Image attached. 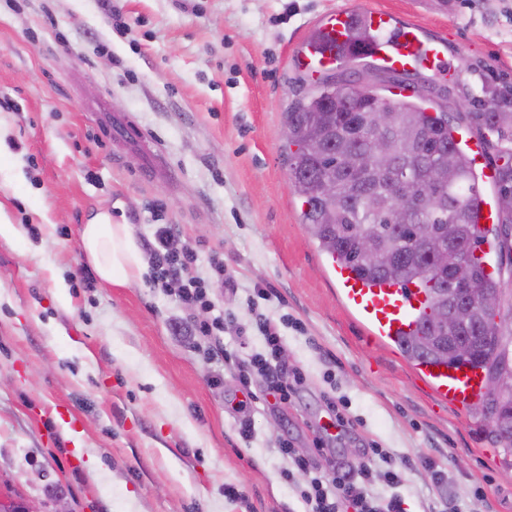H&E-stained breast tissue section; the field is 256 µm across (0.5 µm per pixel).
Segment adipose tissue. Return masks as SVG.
<instances>
[{"instance_id":"ef3b65f1","label":"adipose tissue","mask_w":512,"mask_h":512,"mask_svg":"<svg viewBox=\"0 0 512 512\" xmlns=\"http://www.w3.org/2000/svg\"><path fill=\"white\" fill-rule=\"evenodd\" d=\"M82 246L86 260L102 283L122 286L141 267V251L127 225L113 222L110 213H98L84 225Z\"/></svg>"}]
</instances>
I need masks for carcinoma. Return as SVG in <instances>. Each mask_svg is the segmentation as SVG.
Wrapping results in <instances>:
<instances>
[{"label":"carcinoma","mask_w":512,"mask_h":512,"mask_svg":"<svg viewBox=\"0 0 512 512\" xmlns=\"http://www.w3.org/2000/svg\"><path fill=\"white\" fill-rule=\"evenodd\" d=\"M341 89L336 76L328 74L285 112L288 146L296 147L288 151L286 161L295 191L303 198L302 223L322 250L360 276L374 282L419 283L436 289L422 326L401 347L409 359L470 365L486 375L500 370L512 374V352L494 315L472 314L464 324H448L445 332L434 327L435 311L444 301L441 289L448 287V274L435 278L432 255L438 249L448 251V266H467L472 287L485 294L503 293L501 281L487 278L474 257L488 242V230L478 222V174L455 137L456 127L448 121V105L427 108L409 96L386 98L374 87L359 88L352 83L351 93L342 95ZM366 105L389 108L396 125L378 129L368 113L358 111ZM482 107L483 111L467 116L478 130L495 134L504 143L494 186L496 200L512 199V87H486ZM407 130L428 133L415 155H407L401 148ZM379 136L390 139L395 151L376 161L370 149ZM397 170L406 171L417 184L441 171L446 175V181L433 188L435 200L420 201L404 223L398 222L394 211L392 174ZM331 174L336 178L334 207L320 192L323 179ZM448 225L453 230L451 237L427 233L430 227ZM368 236L385 240L386 261L361 252L360 239ZM445 334L468 337L474 350L461 351L444 344L441 336ZM484 418L495 442L512 448V428L495 423L490 415Z\"/></svg>","instance_id":"1"}]
</instances>
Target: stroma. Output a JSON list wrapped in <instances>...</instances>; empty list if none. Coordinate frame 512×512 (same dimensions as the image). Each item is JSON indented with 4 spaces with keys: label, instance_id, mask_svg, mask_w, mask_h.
Segmentation results:
<instances>
[{
    "label": "stroma",
    "instance_id": "obj_1",
    "mask_svg": "<svg viewBox=\"0 0 512 512\" xmlns=\"http://www.w3.org/2000/svg\"><path fill=\"white\" fill-rule=\"evenodd\" d=\"M348 8L445 42L450 77H404L432 102L512 85V0H0V221L20 230L0 236V491L41 512H302L280 442L349 469L376 443L435 464L407 473V512L429 496L438 512H512V451L396 345L370 339L301 222L282 128L311 81L294 59L316 20ZM127 117L162 174L115 132ZM101 210L141 245L179 225L200 271L219 257L236 292L186 311L148 262L127 286H85L81 230ZM259 313L287 315L282 351L307 374L285 403L261 399L258 378L243 403L206 354L240 352ZM218 316L210 340L173 329ZM330 390L347 402L337 434L322 428Z\"/></svg>",
    "mask_w": 512,
    "mask_h": 512
}]
</instances>
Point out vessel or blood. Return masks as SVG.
<instances>
[{"label":"vessel or blood","mask_w":512,"mask_h":512,"mask_svg":"<svg viewBox=\"0 0 512 512\" xmlns=\"http://www.w3.org/2000/svg\"><path fill=\"white\" fill-rule=\"evenodd\" d=\"M378 32L379 37L361 47L355 41L359 26ZM318 29L322 35L318 44L305 51L299 60L301 69L309 77L352 59L355 52L365 51L382 61L384 68L405 73L427 69L446 74L445 54L440 43L423 36L419 25L394 23L383 10H339L323 18ZM345 304L367 326L372 337L400 342L416 332L429 312L430 299L424 287L411 284L405 287L373 283L356 276L344 265L336 266ZM420 372L435 388L441 398L465 405L484 392L483 372L469 366L435 370L424 363Z\"/></svg>","instance_id":"b4317fda"}]
</instances>
